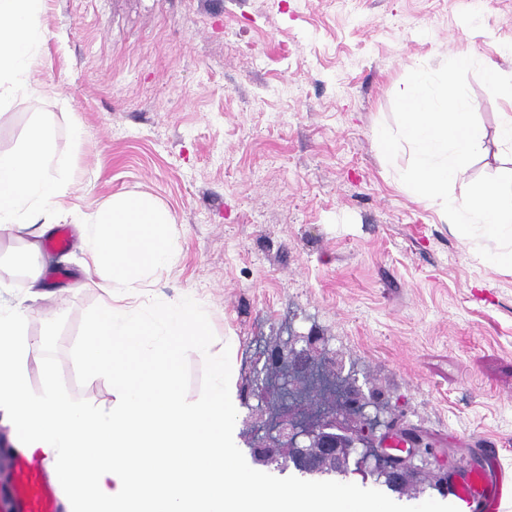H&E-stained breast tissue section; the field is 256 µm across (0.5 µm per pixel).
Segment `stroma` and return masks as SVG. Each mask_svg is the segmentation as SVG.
<instances>
[{
	"label": "stroma",
	"instance_id": "stroma-1",
	"mask_svg": "<svg viewBox=\"0 0 512 512\" xmlns=\"http://www.w3.org/2000/svg\"><path fill=\"white\" fill-rule=\"evenodd\" d=\"M41 25L40 88L0 111V150L48 122L70 203L91 215L141 193L170 212L177 261L146 297L186 295L211 312L208 351L180 360L187 399L233 342L245 467L279 486L381 495L358 475L278 472L247 445L281 404L264 390L265 349L315 330L447 469L479 463L487 449L475 439L489 436L512 470V275L466 257L394 182L407 154L387 161L377 139L394 122L396 85L419 65L469 54L512 76V0H45ZM468 87L474 180L512 161L496 137L499 99L477 76ZM45 260L68 276L32 304L29 383L39 388L49 364L70 394L110 408L111 388L75 365L105 296L76 289L79 246Z\"/></svg>",
	"mask_w": 512,
	"mask_h": 512
}]
</instances>
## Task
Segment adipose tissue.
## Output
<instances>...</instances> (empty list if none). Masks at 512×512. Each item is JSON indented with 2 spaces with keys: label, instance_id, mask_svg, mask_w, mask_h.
Listing matches in <instances>:
<instances>
[{
  "label": "adipose tissue",
  "instance_id": "obj_1",
  "mask_svg": "<svg viewBox=\"0 0 512 512\" xmlns=\"http://www.w3.org/2000/svg\"><path fill=\"white\" fill-rule=\"evenodd\" d=\"M43 9L44 0H0V110L35 89ZM65 167L46 122L0 151V238L12 242L0 265L21 259L28 288L41 287L42 237L60 221L76 224L85 284L108 297L87 322L77 366L111 386L112 408L71 396L49 365L32 390L29 313L0 303V421L20 447L41 449L71 512H392L353 490L272 485L242 464L230 356L213 357L196 399L179 387V355L208 347V311L187 296L131 303L176 262L170 213L151 196L121 194L85 214L66 202Z\"/></svg>",
  "mask_w": 512,
  "mask_h": 512
}]
</instances>
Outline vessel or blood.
Segmentation results:
<instances>
[{
  "label": "vessel or blood",
  "mask_w": 512,
  "mask_h": 512,
  "mask_svg": "<svg viewBox=\"0 0 512 512\" xmlns=\"http://www.w3.org/2000/svg\"><path fill=\"white\" fill-rule=\"evenodd\" d=\"M13 475L17 512H58L57 487L38 452L16 456ZM450 497L461 512H506L512 503V476L497 462L459 468L450 479Z\"/></svg>",
  "instance_id": "1"
}]
</instances>
